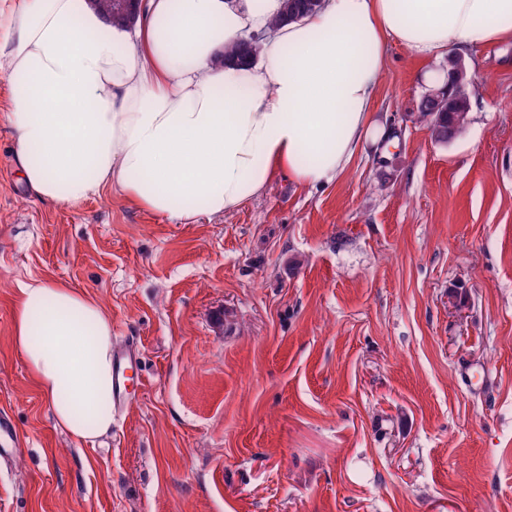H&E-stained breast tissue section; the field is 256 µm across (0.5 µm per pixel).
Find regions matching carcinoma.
<instances>
[{
  "instance_id": "1",
  "label": "carcinoma",
  "mask_w": 512,
  "mask_h": 512,
  "mask_svg": "<svg viewBox=\"0 0 512 512\" xmlns=\"http://www.w3.org/2000/svg\"><path fill=\"white\" fill-rule=\"evenodd\" d=\"M104 14L112 15V24L125 25L130 13L118 7L119 0H91ZM320 0H285L284 19H293L315 11ZM259 46L252 42L240 43L225 52L226 60H245L257 56ZM448 77L450 83L447 92L437 98L448 102L445 110L432 111L427 99H422L418 120L429 130L431 137L438 142H448L462 136L469 123L471 112L470 87L472 75L469 69L459 66V57L448 55Z\"/></svg>"
}]
</instances>
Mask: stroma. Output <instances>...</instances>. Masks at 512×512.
Masks as SVG:
<instances>
[{"label": "stroma", "mask_w": 512, "mask_h": 512, "mask_svg": "<svg viewBox=\"0 0 512 512\" xmlns=\"http://www.w3.org/2000/svg\"><path fill=\"white\" fill-rule=\"evenodd\" d=\"M460 56L461 138L417 119L447 54L392 40L390 144L191 224L109 192L24 197L0 120V408L26 440L0 512H512V41ZM32 275L140 345L144 387L106 436L57 427L14 345Z\"/></svg>", "instance_id": "stroma-1"}]
</instances>
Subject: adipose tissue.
Masks as SVG:
<instances>
[{
  "mask_svg": "<svg viewBox=\"0 0 512 512\" xmlns=\"http://www.w3.org/2000/svg\"><path fill=\"white\" fill-rule=\"evenodd\" d=\"M284 0H141L110 26L89 0H0L10 154L26 195L78 206L111 192L174 224L222 215L280 174L320 186L367 141L388 41L423 58L512 38V0H322L284 23ZM258 37L263 59L223 64ZM14 340L56 422L112 428V317L31 277Z\"/></svg>",
  "mask_w": 512,
  "mask_h": 512,
  "instance_id": "ef3b65f1",
  "label": "adipose tissue"
}]
</instances>
